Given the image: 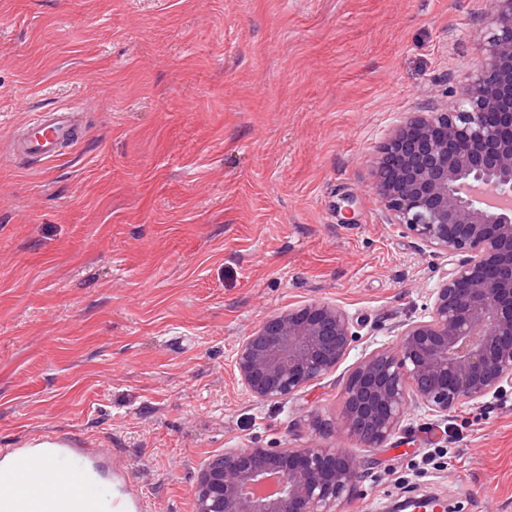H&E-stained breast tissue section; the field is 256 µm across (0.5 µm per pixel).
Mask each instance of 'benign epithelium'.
<instances>
[{
    "instance_id": "obj_1",
    "label": "benign epithelium",
    "mask_w": 512,
    "mask_h": 512,
    "mask_svg": "<svg viewBox=\"0 0 512 512\" xmlns=\"http://www.w3.org/2000/svg\"><path fill=\"white\" fill-rule=\"evenodd\" d=\"M473 40L448 110L405 118L376 161L392 223L450 268L428 316L398 330L396 352L370 355L347 380L344 426L375 421L368 447L395 433L411 394L446 413L512 387V0H495ZM355 339L342 308L305 303L246 337L234 366L254 397L283 400L332 371ZM272 474L275 494L256 493ZM357 478L331 448H226L201 466L194 512H333Z\"/></svg>"
}]
</instances>
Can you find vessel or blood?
<instances>
[{
	"label": "vessel or blood",
	"mask_w": 512,
	"mask_h": 512,
	"mask_svg": "<svg viewBox=\"0 0 512 512\" xmlns=\"http://www.w3.org/2000/svg\"><path fill=\"white\" fill-rule=\"evenodd\" d=\"M81 103L33 113L18 128L14 148L36 161L57 157L82 130ZM112 451L45 432L36 441L0 448V512H145L142 496L112 488Z\"/></svg>",
	"instance_id": "vessel-or-blood-1"
}]
</instances>
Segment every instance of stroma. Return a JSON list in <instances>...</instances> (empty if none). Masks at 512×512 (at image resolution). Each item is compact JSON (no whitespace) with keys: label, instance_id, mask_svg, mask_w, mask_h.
Listing matches in <instances>:
<instances>
[{"label":"stroma","instance_id":"35a3bbf8","mask_svg":"<svg viewBox=\"0 0 512 512\" xmlns=\"http://www.w3.org/2000/svg\"><path fill=\"white\" fill-rule=\"evenodd\" d=\"M492 0H0V448L52 431L116 449L149 512H193L227 448H333L360 478L336 512L435 497L512 512V388L448 415L415 399L366 447L344 384L424 316L446 267L372 185L398 121L447 110ZM85 106L84 137L19 159L31 113ZM340 306L358 340L280 401L239 344ZM446 440L445 467L420 470Z\"/></svg>","mask_w":512,"mask_h":512}]
</instances>
